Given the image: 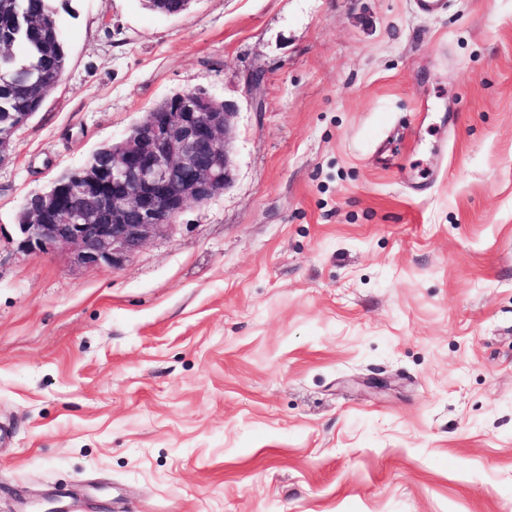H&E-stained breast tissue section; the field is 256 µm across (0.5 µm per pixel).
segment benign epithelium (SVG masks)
Segmentation results:
<instances>
[{
  "instance_id": "7a95c632",
  "label": "benign epithelium",
  "mask_w": 512,
  "mask_h": 512,
  "mask_svg": "<svg viewBox=\"0 0 512 512\" xmlns=\"http://www.w3.org/2000/svg\"><path fill=\"white\" fill-rule=\"evenodd\" d=\"M198 89L177 93L110 147L112 195L98 192L101 173L83 169L60 203L56 189L18 215L21 248L61 252L80 268L112 269L168 230L189 206L205 204L233 181L230 136L236 105L206 109Z\"/></svg>"
}]
</instances>
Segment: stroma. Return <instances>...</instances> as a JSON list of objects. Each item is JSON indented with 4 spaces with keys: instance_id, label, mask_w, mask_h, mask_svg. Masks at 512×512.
<instances>
[{
    "instance_id": "stroma-1",
    "label": "stroma",
    "mask_w": 512,
    "mask_h": 512,
    "mask_svg": "<svg viewBox=\"0 0 512 512\" xmlns=\"http://www.w3.org/2000/svg\"><path fill=\"white\" fill-rule=\"evenodd\" d=\"M72 6L0 164V512H512V0ZM194 88L223 194L110 270L20 248Z\"/></svg>"
}]
</instances>
